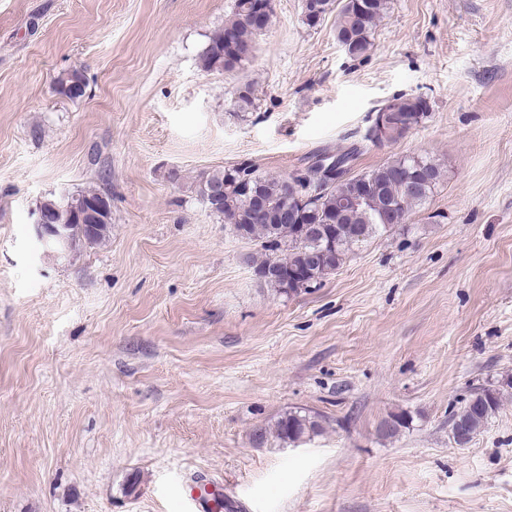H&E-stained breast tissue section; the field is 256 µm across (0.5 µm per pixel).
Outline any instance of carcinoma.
<instances>
[{"label": "carcinoma", "instance_id": "obj_1", "mask_svg": "<svg viewBox=\"0 0 512 512\" xmlns=\"http://www.w3.org/2000/svg\"><path fill=\"white\" fill-rule=\"evenodd\" d=\"M314 2L318 10L314 15L304 10V23L314 27L328 13L336 12V39L348 46V54L353 57L363 56L370 50L372 31L391 6V0ZM253 8L254 0H235L232 16L223 28L214 31L201 56L204 70L234 73L253 57L259 36L265 34L249 18ZM76 81L84 82L78 71L63 72L56 78L55 90L69 99H79L84 93L71 90ZM253 104L252 85H241L235 101L237 110L246 112ZM391 109L406 113L417 124L426 117L428 106L420 97L403 96ZM358 153L357 147L337 154L321 150L303 168L293 172L295 182L318 172L326 159L336 160L348 173ZM361 177L375 185L376 194L368 201L359 200L345 206L339 200L354 196V175L332 182L312 200L296 201L291 199L292 191L286 189L288 177L269 175L248 164L231 165L207 174L200 183L199 194L205 199L212 184H224V199L212 213L222 217L238 236L258 245L259 250L252 258L256 274L282 292L283 278L303 267L307 254H322L321 261L308 271L305 287L309 288L339 269L356 248L393 228L383 220L389 205H397L407 217L426 204L443 180L444 170L433 158L402 155L387 159L361 173ZM60 222L68 224L67 233L77 245H98L109 237L111 229L108 225L99 235L88 238L75 220L63 214ZM500 402L501 393L484 387L475 389L450 418L451 438L463 430L468 440H473L499 409ZM321 429L319 420L304 411H291L274 424L276 437L285 443L300 441Z\"/></svg>", "mask_w": 512, "mask_h": 512}]
</instances>
